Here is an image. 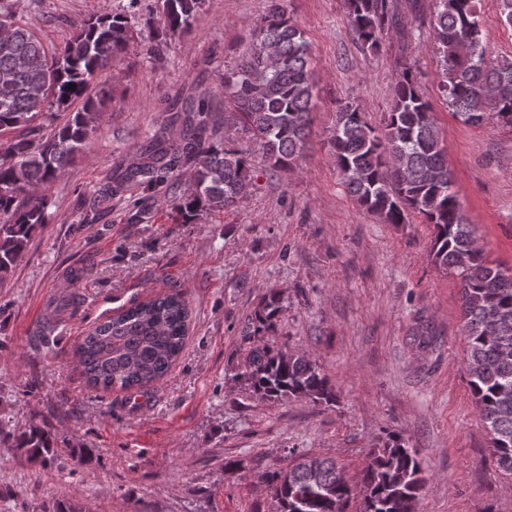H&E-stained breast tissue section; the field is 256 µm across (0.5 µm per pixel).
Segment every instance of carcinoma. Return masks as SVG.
I'll return each instance as SVG.
<instances>
[{"mask_svg": "<svg viewBox=\"0 0 512 512\" xmlns=\"http://www.w3.org/2000/svg\"><path fill=\"white\" fill-rule=\"evenodd\" d=\"M204 0H160V24L176 37L190 31ZM350 27L370 50L399 20L391 0H345ZM433 50L446 100L464 122L488 114L512 126V59L489 62L476 0H434ZM0 282L14 271L32 233L47 223L41 188L61 176L84 151L101 119L104 98L88 94L97 74L128 49L130 21L106 13L84 22L64 46L51 50L16 13L0 7ZM245 58L224 72L228 107L210 110L206 99L189 107L178 141L155 136L140 162L109 189L117 195L133 182L172 192L181 215L194 219L235 206L252 186L250 154L231 144L241 136L256 147L273 173L292 170L312 136L315 89L311 46L289 16L285 0H270L255 23ZM76 88L71 89L69 85ZM83 101L74 112L70 106ZM67 120L39 141L31 123L50 108ZM330 142L336 166L360 206L386 224H403L410 213L434 229L430 256L459 278L469 387L489 435L496 467L512 475V268L486 261L475 245V225L463 212L431 102L414 72L398 76L385 121L377 129L352 101L339 103ZM193 170L184 189L172 179L177 168ZM280 297H264L248 317L252 342L241 372L252 393L265 401L333 400L327 378L307 355L274 349L263 336L276 327ZM189 310L178 293L132 302L94 326L76 350L88 384L104 390H143L170 370L182 352ZM58 435L31 424L15 441L31 461L54 452ZM266 481L279 512H346L354 486L336 463L304 455L270 472ZM417 449L391 434L373 452L361 478V512H418L425 488Z\"/></svg>", "mask_w": 512, "mask_h": 512, "instance_id": "obj_1", "label": "carcinoma"}]
</instances>
